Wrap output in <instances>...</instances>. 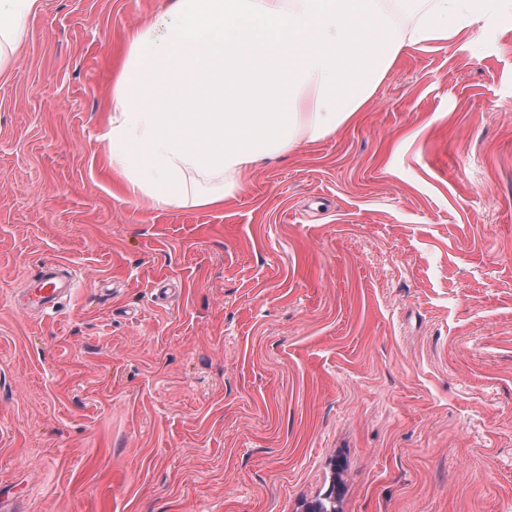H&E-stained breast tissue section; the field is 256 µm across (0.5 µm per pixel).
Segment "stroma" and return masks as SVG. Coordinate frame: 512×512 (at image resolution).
<instances>
[{
    "label": "stroma",
    "instance_id": "1",
    "mask_svg": "<svg viewBox=\"0 0 512 512\" xmlns=\"http://www.w3.org/2000/svg\"><path fill=\"white\" fill-rule=\"evenodd\" d=\"M168 5L41 0L0 72V512H512V30L157 208L101 136ZM52 261L71 295L22 312Z\"/></svg>",
    "mask_w": 512,
    "mask_h": 512
}]
</instances>
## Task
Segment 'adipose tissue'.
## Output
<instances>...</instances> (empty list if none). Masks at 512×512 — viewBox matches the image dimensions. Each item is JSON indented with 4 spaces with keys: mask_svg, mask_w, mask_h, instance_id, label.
Segmentation results:
<instances>
[{
    "mask_svg": "<svg viewBox=\"0 0 512 512\" xmlns=\"http://www.w3.org/2000/svg\"><path fill=\"white\" fill-rule=\"evenodd\" d=\"M39 0H0V70ZM136 29L102 136L123 192L155 206H222L243 173L358 120L404 49L512 22V0H172Z\"/></svg>",
    "mask_w": 512,
    "mask_h": 512,
    "instance_id": "1",
    "label": "adipose tissue"
}]
</instances>
